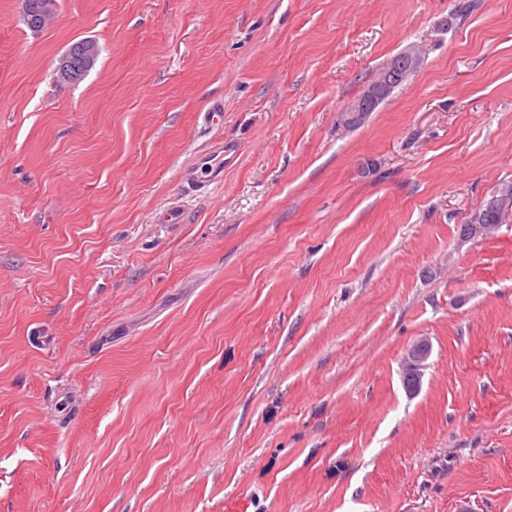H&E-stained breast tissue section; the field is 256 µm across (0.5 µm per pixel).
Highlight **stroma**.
Listing matches in <instances>:
<instances>
[{"mask_svg":"<svg viewBox=\"0 0 512 512\" xmlns=\"http://www.w3.org/2000/svg\"><path fill=\"white\" fill-rule=\"evenodd\" d=\"M509 182L512 0H0V512H512ZM414 72H416V69H414L410 64L405 63L404 65H401L400 61L396 59L394 68L390 72L382 73L379 71L371 83L384 76V79L392 84L395 89L405 82ZM384 79L373 84L370 83L371 85L364 90L360 100L352 104L344 112H363L361 108L363 99L369 100L372 106H376L381 103L391 91L390 86L384 81ZM193 169H190L183 180L188 186L199 183L197 172L200 171L206 175V180L202 181L206 185L218 183L224 179V145L219 146L212 151H205L198 154L195 158ZM507 193L512 195V183L503 184L501 188L495 192L490 199H488L482 208L473 216L470 224H464L462 228V236L474 237L475 229L481 227H494L496 224H502L505 220V215L501 213L498 205L497 196ZM429 356V346L424 340L418 342L409 352L405 364L404 374L422 378L425 362Z\"/></svg>","mask_w":512,"mask_h":512,"instance_id":"obj_1","label":"stroma"}]
</instances>
